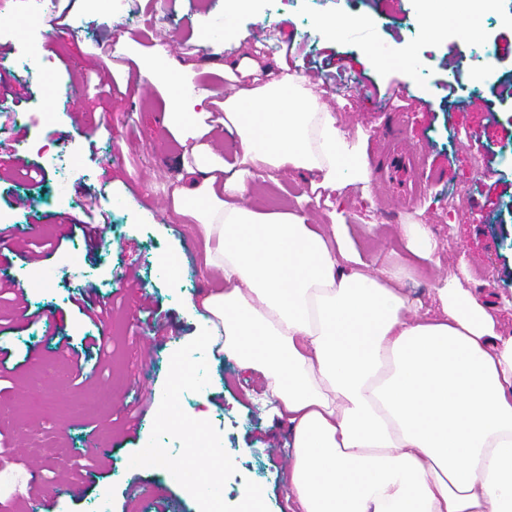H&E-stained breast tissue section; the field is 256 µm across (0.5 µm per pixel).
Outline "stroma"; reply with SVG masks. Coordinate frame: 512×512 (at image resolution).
Here are the masks:
<instances>
[{
	"mask_svg": "<svg viewBox=\"0 0 512 512\" xmlns=\"http://www.w3.org/2000/svg\"><path fill=\"white\" fill-rule=\"evenodd\" d=\"M26 0H0V127L21 140V151H0V282L29 284L27 300L37 322L0 303V512H29L26 486L50 512H153L151 496L175 501V512H203V502L182 473L194 454L187 436L174 434L159 410L201 421V436L222 448L218 464L221 512H242L254 485L267 492L263 512H288L284 474L291 463L286 425L262 403L263 380L241 370L228 352H210L199 340L200 321L189 301L217 288L203 264V242L193 220L178 216L172 191L183 146L164 124L171 95L159 83L141 91L142 62L157 49L192 66L201 86L230 81L197 51L198 16L215 17L224 0H132L113 21L94 13L88 0H66L63 25L27 32ZM440 0H327L316 9L286 5L271 10L260 0L241 15L236 43L224 56L261 51L274 68L285 56L293 72L318 80L317 93L348 140L362 145L367 182L328 192L311 190L308 174L278 171L259 182L246 204L257 211L303 209L317 224L337 220L370 267H408L404 288L434 315L436 288L448 271L466 269L462 284L495 306L499 333H512V0H497L493 14L449 11L446 26L431 36L421 19L441 10ZM362 17L361 36L329 42L319 20ZM42 42L43 55L29 71L12 59L25 35ZM379 43L395 55L368 66L366 50ZM422 61L406 71L402 53ZM351 70L337 84L327 58ZM457 82L455 95L445 85ZM403 91L392 110L394 91ZM84 114L75 123L72 107ZM403 133L418 146L422 165L417 198L397 205L379 180L372 155L383 129ZM72 153L75 167L64 182L66 200L49 198V183L28 184L15 173L44 154ZM111 155L102 168V155ZM31 207L11 206L12 196ZM98 226L87 244L79 225ZM404 224L423 225L437 243L432 261H415L401 237ZM177 279L163 271L168 258ZM94 283L93 300L111 308L92 322L74 297ZM156 316H149V309ZM112 344L105 359L81 352L87 336ZM195 377L173 384V363ZM164 449L163 469L137 470L144 449ZM79 483L80 497L59 494L61 482ZM148 497L131 496V485Z\"/></svg>",
	"mask_w": 512,
	"mask_h": 512,
	"instance_id": "stroma-1",
	"label": "stroma"
}]
</instances>
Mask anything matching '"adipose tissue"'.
Masks as SVG:
<instances>
[{"mask_svg": "<svg viewBox=\"0 0 512 512\" xmlns=\"http://www.w3.org/2000/svg\"><path fill=\"white\" fill-rule=\"evenodd\" d=\"M224 98V134L247 169L209 143L217 95L158 51L140 81L169 78L166 127L184 146L178 214L197 221L207 269L203 341L266 381L288 426L289 512H512V335L448 273L441 314L418 315L401 268L370 271L342 227L242 206L255 173L306 171L336 190L365 176L359 152L309 80L286 60Z\"/></svg>", "mask_w": 512, "mask_h": 512, "instance_id": "ef3b65f1", "label": "adipose tissue"}]
</instances>
